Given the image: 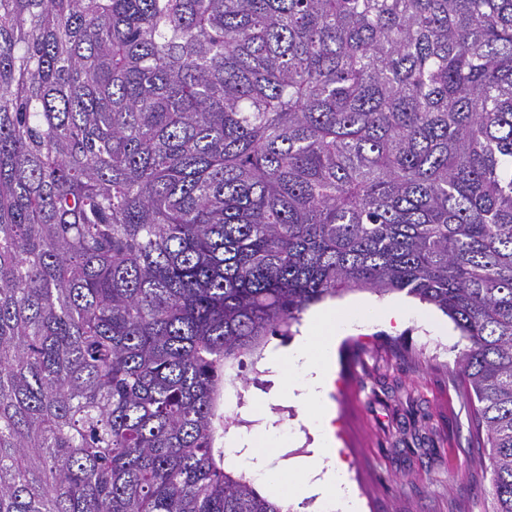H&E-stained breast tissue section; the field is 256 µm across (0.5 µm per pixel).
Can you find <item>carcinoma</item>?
I'll list each match as a JSON object with an SVG mask.
<instances>
[{
  "label": "carcinoma",
  "mask_w": 512,
  "mask_h": 512,
  "mask_svg": "<svg viewBox=\"0 0 512 512\" xmlns=\"http://www.w3.org/2000/svg\"><path fill=\"white\" fill-rule=\"evenodd\" d=\"M355 289L512 512V0H0V512H284L224 389Z\"/></svg>",
  "instance_id": "cac0c4a2"
}]
</instances>
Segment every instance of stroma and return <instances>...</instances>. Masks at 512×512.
<instances>
[{"label":"stroma","mask_w":512,"mask_h":512,"mask_svg":"<svg viewBox=\"0 0 512 512\" xmlns=\"http://www.w3.org/2000/svg\"><path fill=\"white\" fill-rule=\"evenodd\" d=\"M413 306L417 316L406 326L359 323L336 345L339 459L362 512H487L488 451L471 439L473 409L452 378L465 341L436 306ZM281 385V372L261 361L245 389H226L223 407L240 419L233 435L265 426L303 430L299 411L278 398Z\"/></svg>","instance_id":"1"}]
</instances>
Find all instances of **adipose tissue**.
Wrapping results in <instances>:
<instances>
[{"label": "adipose tissue", "instance_id": "adipose-tissue-1", "mask_svg": "<svg viewBox=\"0 0 512 512\" xmlns=\"http://www.w3.org/2000/svg\"><path fill=\"white\" fill-rule=\"evenodd\" d=\"M411 313V306L402 301L330 307L316 316L287 351L270 353V363L284 371V397L307 411L309 426L318 433L320 443L317 452L287 468L277 463L286 445L282 433L271 427L251 433L249 446L260 462L259 475L270 489L293 500L319 495L338 502L346 512L352 508L345 472L333 462L336 448L330 398L331 345L348 321L376 318L384 325L400 327Z\"/></svg>", "mask_w": 512, "mask_h": 512}]
</instances>
